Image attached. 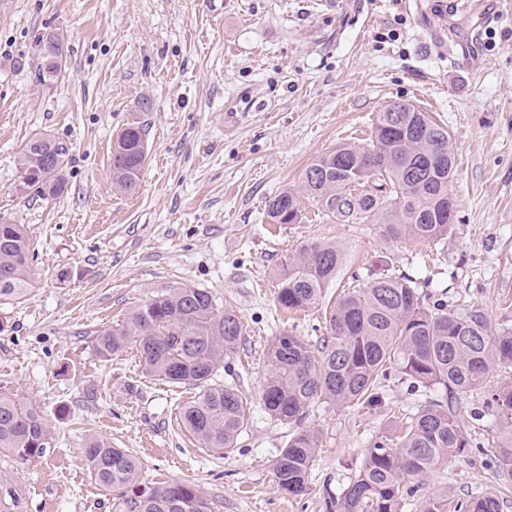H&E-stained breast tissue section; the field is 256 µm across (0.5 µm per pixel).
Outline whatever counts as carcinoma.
Here are the masks:
<instances>
[{
	"mask_svg": "<svg viewBox=\"0 0 512 512\" xmlns=\"http://www.w3.org/2000/svg\"><path fill=\"white\" fill-rule=\"evenodd\" d=\"M402 116L403 123L395 126L385 109L369 143H345L314 160L303 173L301 190L286 188L269 198L270 223H301L304 193L340 224H359L381 213L394 240L447 237L455 217L448 130L417 109ZM442 154L448 155L444 164ZM68 155L65 142L32 136L20 151L21 183L44 198L62 195ZM146 156L143 127L128 125L112 146V186L134 191ZM355 176L362 182L354 184ZM32 260L25 226L0 222L1 299L26 295ZM344 261L343 248L334 242L305 243L276 275L278 304L287 311L319 308L325 326L315 351L288 332L268 345L261 401L270 417L297 426L273 469L281 491L298 496L307 490L320 441L301 422L319 402L370 412L383 406L379 388L391 374L414 387L441 386L448 402L431 401L405 431L375 438L342 493L325 488L329 512H402L405 497L415 494L439 464L474 447L459 420L461 399L489 387L492 368L512 370V330L493 331L480 306L427 304L419 283L392 268L369 271L364 281L328 301L327 288ZM242 336L239 317L218 307L209 291L180 286L100 330L93 346L104 362L133 347L148 376L196 387L195 398L179 407L180 423L202 447L228 453L247 427L251 402L214 376L236 354ZM490 401L499 419L512 426V382L490 390ZM51 441L37 408L0 392V453L21 464L35 463ZM84 457L95 483L114 493L115 512H212L191 482L143 481L140 460L106 438H90ZM498 462L505 485L512 484V447L499 449ZM504 499L494 491L467 501L444 494L428 499L424 512H501ZM23 502V487L0 477V512H23Z\"/></svg>",
	"mask_w": 512,
	"mask_h": 512,
	"instance_id": "cac0c4a2",
	"label": "carcinoma"
}]
</instances>
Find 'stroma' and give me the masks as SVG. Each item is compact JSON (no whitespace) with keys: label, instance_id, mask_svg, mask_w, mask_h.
Listing matches in <instances>:
<instances>
[{"label":"stroma","instance_id":"35a3bbf8","mask_svg":"<svg viewBox=\"0 0 512 512\" xmlns=\"http://www.w3.org/2000/svg\"><path fill=\"white\" fill-rule=\"evenodd\" d=\"M435 12V0H0V217L25 225L36 256L26 296L0 299V390L38 408L53 437L32 464L0 453L25 512H113L85 464L92 436L138 457L144 480L192 481L215 512H326L324 486L343 489L379 433L446 400L440 387L393 376L382 383L384 411L315 406L304 421L320 436L308 491L281 492L273 460L292 428L264 413L260 394L272 337L321 333L320 312L276 300L273 275L302 243L344 247L333 291L391 264L428 302L478 305L493 330L512 328V11L475 0L474 13L449 15L453 66L423 36ZM50 33L65 73L44 83L39 42ZM394 102L429 113L451 137L447 238L394 241L380 221L339 224L309 198L304 223H269V198L298 187L336 146L366 142ZM132 123L148 156L126 194L112 186V143ZM35 134L69 147L59 198L19 187L17 156ZM182 284L206 289L245 326L216 374L252 403L229 454L180 425L195 387L146 375L135 350L109 362L94 351L99 330ZM487 399L471 393L460 415L474 448L437 468L402 512H421L447 488L470 499L498 487L493 452L512 445V429Z\"/></svg>","mask_w":512,"mask_h":512}]
</instances>
